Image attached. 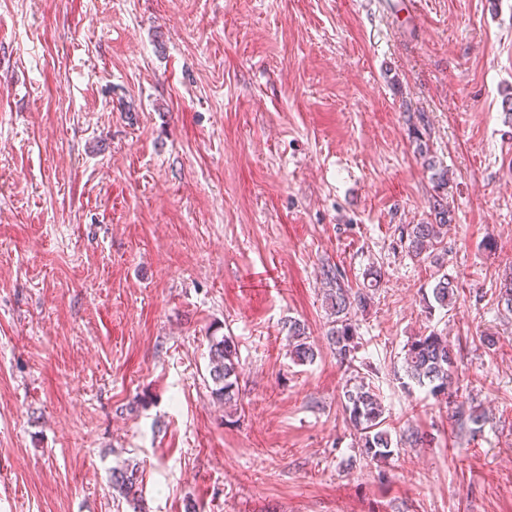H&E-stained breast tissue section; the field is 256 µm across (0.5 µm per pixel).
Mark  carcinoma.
Instances as JSON below:
<instances>
[{
    "mask_svg": "<svg viewBox=\"0 0 512 512\" xmlns=\"http://www.w3.org/2000/svg\"><path fill=\"white\" fill-rule=\"evenodd\" d=\"M408 122L415 152L431 172L435 192L445 191L448 188V169L442 166L425 140V132L421 129L425 125L424 115L417 118L411 115ZM432 210L431 221L426 224H409L401 231L400 241L408 253L419 260L438 255L448 225L453 221L452 213L443 205L442 199H434ZM380 282L381 272L377 269L370 271L369 286L355 291L344 287L338 280H329L326 304L334 320L327 339L340 363L348 367L355 361L360 349L356 316L372 300L369 288H378ZM457 292V284L447 274L437 275L431 289L433 303L429 304V308L451 310ZM496 300L504 312H512V276L504 278ZM287 328L292 360L302 365L314 362L317 352L307 336L305 325L297 319H290ZM209 354L211 396L224 403L225 408L236 411L241 405L242 389L239 386V362L233 337H211ZM403 370L408 381L429 388L433 397L447 395L448 388L456 383V359L448 337L433 330L412 338L404 346ZM342 409L346 422L356 431L359 455L371 463L386 462L393 453V440L380 393L362 380L354 383L348 380L342 388ZM457 421L469 423L477 430L484 424L485 414L476 406L466 409L461 404L457 411ZM139 477V465L133 461L112 469V485L133 507V512H145L139 507Z\"/></svg>",
    "mask_w": 512,
    "mask_h": 512,
    "instance_id": "carcinoma-1",
    "label": "carcinoma"
}]
</instances>
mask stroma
I'll return each instance as SVG.
<instances>
[{
	"label": "stroma",
	"instance_id": "35a3bbf8",
	"mask_svg": "<svg viewBox=\"0 0 512 512\" xmlns=\"http://www.w3.org/2000/svg\"><path fill=\"white\" fill-rule=\"evenodd\" d=\"M508 97L512 0H0V512H131L127 458L146 512H512ZM412 112L450 175L446 313L400 242L434 194ZM373 267L355 366L393 431L430 437L380 466L323 304L327 274ZM432 329L458 362L445 401L398 380ZM223 334L234 413L207 383ZM288 340L293 361L304 365L316 359L315 346L310 342L305 325L297 319H288ZM208 374L213 387L210 393L224 407L237 411L241 404L242 389L239 386L240 372L237 348L232 336L211 337ZM139 477V465L133 461L125 463L122 467L112 469V485L120 491L129 505L133 507V512H145L139 507L141 497Z\"/></svg>",
	"mask_w": 512,
	"mask_h": 512
}]
</instances>
